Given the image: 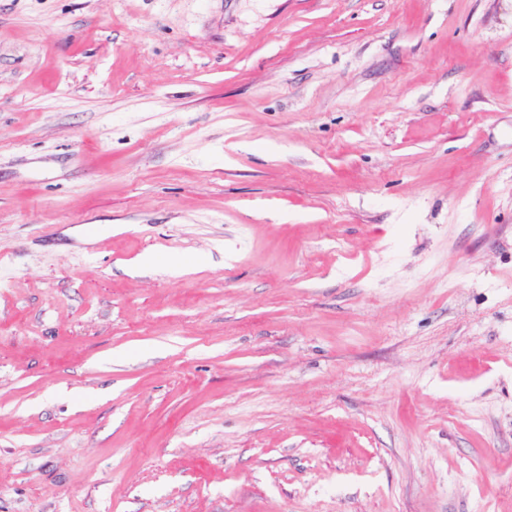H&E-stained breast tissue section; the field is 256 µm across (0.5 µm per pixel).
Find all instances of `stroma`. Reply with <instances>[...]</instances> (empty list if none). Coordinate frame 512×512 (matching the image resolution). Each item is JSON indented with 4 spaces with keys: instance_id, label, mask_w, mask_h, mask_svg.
I'll return each instance as SVG.
<instances>
[{
    "instance_id": "1",
    "label": "stroma",
    "mask_w": 512,
    "mask_h": 512,
    "mask_svg": "<svg viewBox=\"0 0 512 512\" xmlns=\"http://www.w3.org/2000/svg\"><path fill=\"white\" fill-rule=\"evenodd\" d=\"M0 512H512V0H0Z\"/></svg>"
}]
</instances>
